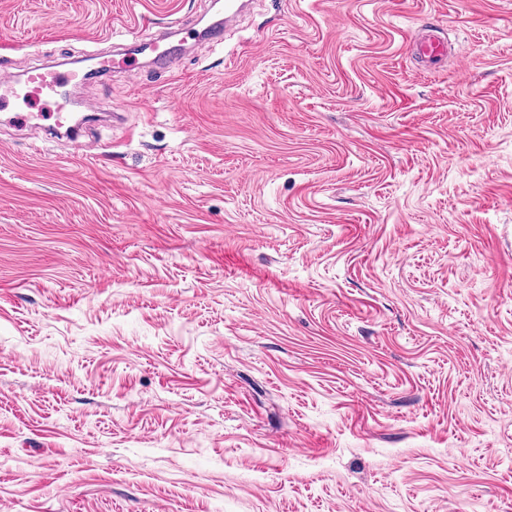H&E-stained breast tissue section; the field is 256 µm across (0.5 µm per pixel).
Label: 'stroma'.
Wrapping results in <instances>:
<instances>
[{"instance_id": "obj_1", "label": "stroma", "mask_w": 512, "mask_h": 512, "mask_svg": "<svg viewBox=\"0 0 512 512\" xmlns=\"http://www.w3.org/2000/svg\"><path fill=\"white\" fill-rule=\"evenodd\" d=\"M206 5L0 0V43ZM80 98L128 115L92 155L0 125V512H512V0H260ZM221 2L220 0L212 1L214 6L219 5L220 18L197 31L198 37L216 45H224V34L236 26L250 4L249 0H225L223 16V4ZM411 54L420 63L432 67L448 56V42L433 31L412 39L409 43Z\"/></svg>"}]
</instances>
